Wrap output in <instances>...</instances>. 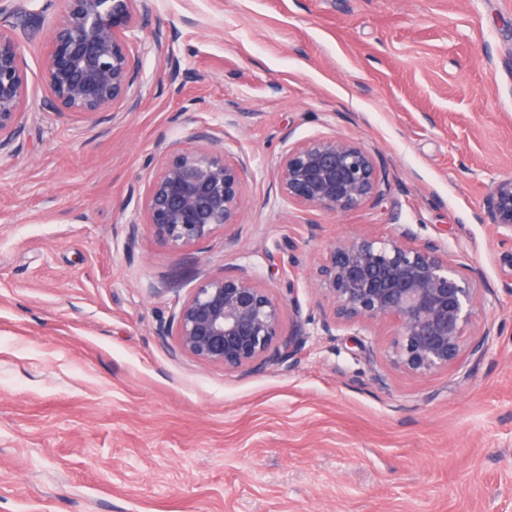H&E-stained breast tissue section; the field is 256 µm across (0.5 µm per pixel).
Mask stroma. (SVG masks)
Masks as SVG:
<instances>
[{
  "mask_svg": "<svg viewBox=\"0 0 512 512\" xmlns=\"http://www.w3.org/2000/svg\"><path fill=\"white\" fill-rule=\"evenodd\" d=\"M151 5L113 112L45 107L42 29L23 34L28 118L0 154V512H512V232L483 219L512 176V0ZM200 127L245 167L235 243L128 247L152 158ZM333 134L370 149L382 204L281 197L288 145ZM398 224L473 269L481 359L416 378L386 362L390 326L323 332L321 259ZM239 268L294 284L284 321L307 322L292 359L247 375L158 334Z\"/></svg>",
  "mask_w": 512,
  "mask_h": 512,
  "instance_id": "1",
  "label": "stroma"
}]
</instances>
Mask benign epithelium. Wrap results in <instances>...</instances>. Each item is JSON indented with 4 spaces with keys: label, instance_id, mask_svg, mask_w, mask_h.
I'll return each mask as SVG.
<instances>
[{
    "label": "benign epithelium",
    "instance_id": "7a95c632",
    "mask_svg": "<svg viewBox=\"0 0 512 512\" xmlns=\"http://www.w3.org/2000/svg\"><path fill=\"white\" fill-rule=\"evenodd\" d=\"M148 0H65L46 23L42 78L56 112L96 115L124 106L139 74L131 34L148 14ZM27 117V71L17 26L0 24V151L20 135ZM193 147L161 149L139 197L143 222L127 228L135 244L146 226L156 241L182 250L207 243L238 224L246 203L244 166L205 128ZM281 196L298 209L343 214L384 200L374 155L340 135L295 142L275 168ZM489 223L512 231V177L495 181L484 201ZM315 289L333 319L364 328L392 322L389 364L424 378L463 355L481 359L491 329L473 338L482 303L476 280L445 246L417 241L404 225L383 238L345 236L320 264ZM297 314L284 329L285 307ZM296 288L281 294L240 269L202 279L158 329L197 362L242 374L283 362L304 343Z\"/></svg>",
    "mask_w": 512,
    "mask_h": 512
}]
</instances>
